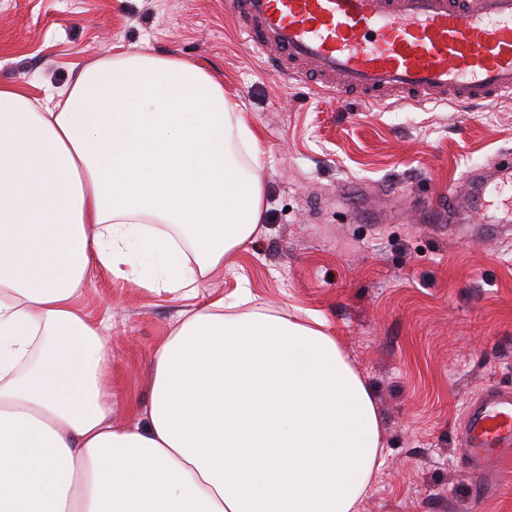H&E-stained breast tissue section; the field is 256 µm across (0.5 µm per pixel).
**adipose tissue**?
<instances>
[{"label":"adipose tissue","mask_w":512,"mask_h":512,"mask_svg":"<svg viewBox=\"0 0 512 512\" xmlns=\"http://www.w3.org/2000/svg\"><path fill=\"white\" fill-rule=\"evenodd\" d=\"M258 136L224 83L146 48L31 97L0 82V512H359L371 388L323 320L212 300L113 424L112 354L75 298L140 265L179 292L264 211Z\"/></svg>","instance_id":"ef3b65f1"}]
</instances>
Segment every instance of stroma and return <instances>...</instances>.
I'll return each mask as SVG.
<instances>
[{
    "mask_svg": "<svg viewBox=\"0 0 512 512\" xmlns=\"http://www.w3.org/2000/svg\"><path fill=\"white\" fill-rule=\"evenodd\" d=\"M204 65L259 134L260 233L185 297L145 271L91 280L121 404L145 405L182 311L249 289L253 308L317 317L372 389L383 465L362 512H512V475L479 501L456 454L467 404L512 388V223L469 172L512 163V99L367 102L281 75L243 44L225 0H0V80L36 98L113 46Z\"/></svg>",
    "mask_w": 512,
    "mask_h": 512,
    "instance_id": "1",
    "label": "stroma"
}]
</instances>
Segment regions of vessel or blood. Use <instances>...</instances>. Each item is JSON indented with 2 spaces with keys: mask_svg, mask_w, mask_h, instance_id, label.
Segmentation results:
<instances>
[{
  "mask_svg": "<svg viewBox=\"0 0 512 512\" xmlns=\"http://www.w3.org/2000/svg\"><path fill=\"white\" fill-rule=\"evenodd\" d=\"M245 41L309 63L331 88L381 101L512 93V0H229ZM465 463L512 468V390L467 408Z\"/></svg>",
  "mask_w": 512,
  "mask_h": 512,
  "instance_id": "1",
  "label": "vessel or blood"
}]
</instances>
